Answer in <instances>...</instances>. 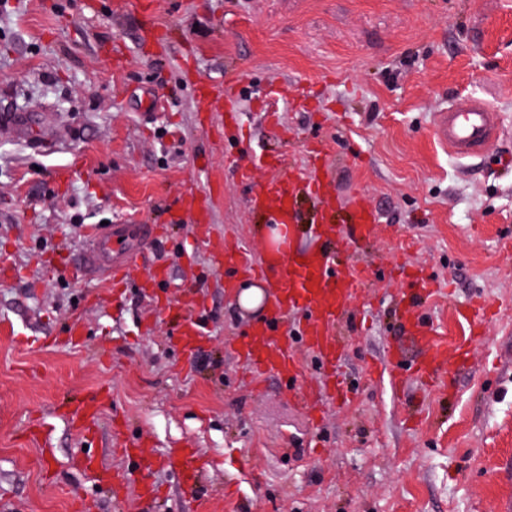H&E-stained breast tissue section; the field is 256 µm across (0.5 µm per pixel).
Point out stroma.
<instances>
[{"instance_id":"35a3bbf8","label":"stroma","mask_w":512,"mask_h":512,"mask_svg":"<svg viewBox=\"0 0 512 512\" xmlns=\"http://www.w3.org/2000/svg\"><path fill=\"white\" fill-rule=\"evenodd\" d=\"M234 87L237 120H224ZM497 113L500 136L459 159L434 134L458 99ZM278 112L276 138L264 120ZM62 129L40 151L19 126ZM310 140L331 154L330 192L363 195L380 218L349 243L372 266L340 340L349 400L314 418L297 382L255 381L229 350L254 323L195 236L181 200L210 199L228 246L261 253L265 222L237 177L287 152L311 173ZM512 0H0V512H138L135 483L112 496L88 459L125 473L112 417L156 456L184 443L206 464L204 497L177 469L152 474L155 512H512ZM165 231L125 292L85 269L92 226ZM417 265L452 297L424 304L447 352L435 382L399 388L370 366L404 340L394 275ZM169 279L148 285L154 262ZM194 293L206 337L173 338L158 293ZM499 307L470 337L450 304ZM80 336L68 333L70 322ZM471 338V358L455 345ZM105 389L92 442L69 411Z\"/></svg>"}]
</instances>
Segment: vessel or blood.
Segmentation results:
<instances>
[{"label":"vessel or blood","instance_id":"1","mask_svg":"<svg viewBox=\"0 0 512 512\" xmlns=\"http://www.w3.org/2000/svg\"><path fill=\"white\" fill-rule=\"evenodd\" d=\"M434 133L456 157L466 159L484 151L497 137L499 125L495 112L487 105L465 98L457 100L447 111L436 114ZM241 181L249 186V198L254 208L265 211L276 224L297 223L296 196L306 194L318 199L323 196V181L316 176L288 174L255 186L245 173ZM185 206L200 214L198 228L202 242L215 261L224 266L225 293H233L236 277L240 274L259 269L271 280L270 309L265 319L234 339L231 350L235 358L247 366L254 378L276 375L294 379L302 369L298 348L310 351L319 360L328 379L303 393L301 399L314 410H321L324 401L336 396L335 375L341 366L342 353L336 344L334 327L348 299L359 289L361 271L339 266L334 253L323 247L304 255L288 251L277 263H267L264 257L254 256L240 247H227L213 239L205 197L190 196ZM347 221L356 236L368 237L373 234L379 219L374 210L359 200L348 209ZM156 234L157 228L152 224L102 226L94 235L86 266L92 272L104 274L113 286H120L127 281L144 256L149 240ZM404 313L409 344L422 354L418 372L436 376L444 364L441 351L435 346L415 302H406ZM119 451L123 456L137 459V472L141 475L155 467L179 462L184 467L186 491L192 494L199 488L197 449L172 448L163 458H146L138 444L127 439L121 443Z\"/></svg>","mask_w":512,"mask_h":512}]
</instances>
